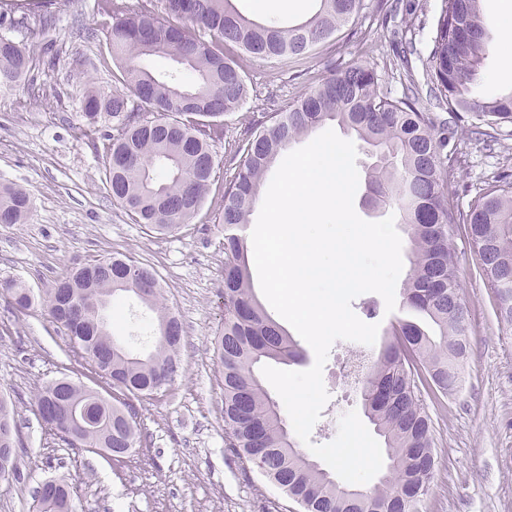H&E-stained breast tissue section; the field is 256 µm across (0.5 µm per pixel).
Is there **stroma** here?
Masks as SVG:
<instances>
[{
  "mask_svg": "<svg viewBox=\"0 0 512 512\" xmlns=\"http://www.w3.org/2000/svg\"><path fill=\"white\" fill-rule=\"evenodd\" d=\"M378 3L364 0L355 21L306 60L281 65L250 59L253 90L228 116L229 136H239L245 124L266 122L272 107H284L337 66L367 63L395 95L402 78L425 83L441 0H399L389 17ZM50 11L46 27L24 19L20 8L12 10V22H0V36L33 55L25 83L0 89V183L25 188L33 204L26 223L0 224V285L17 280L41 296L100 258L122 254L150 263L183 327L181 368L157 394L135 401L142 443L123 459L69 447L37 414L38 390L65 375L107 398L112 385L76 354L45 306L19 313L0 293V395L14 404L20 472L0 479V512H35L36 492L50 479L69 485L78 512H300L224 440V390L214 350L224 323V227L218 222L224 184L215 182L200 213L176 232L155 235L132 223L103 185V143L111 124L88 130L84 114L87 87L113 86L96 0H54ZM410 38L417 52L404 64L397 52ZM479 123L468 114L457 124L448 192L464 212L494 175L512 171V124L500 125L487 144L474 134ZM455 262L469 312L465 381L448 397L423 399L438 464L418 512H512V329L498 321L494 293L462 234L455 238ZM351 307L359 318L378 323L370 348L378 354L402 309L386 312L383 298L371 292ZM149 318L135 297L124 298L115 335L133 353L154 346ZM349 349L346 340L330 349L324 413L363 408L360 391L340 371Z\"/></svg>",
  "mask_w": 512,
  "mask_h": 512,
  "instance_id": "35a3bbf8",
  "label": "stroma"
}]
</instances>
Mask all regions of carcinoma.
Here are the masks:
<instances>
[{"label": "carcinoma", "instance_id": "1", "mask_svg": "<svg viewBox=\"0 0 512 512\" xmlns=\"http://www.w3.org/2000/svg\"><path fill=\"white\" fill-rule=\"evenodd\" d=\"M231 0H97L107 31L118 85L91 89L85 116L96 126L112 122L106 145L105 189L135 224L150 232L179 229L200 211L217 174L215 148L239 158L224 179V326L215 336L224 388V431L228 447L303 512H417L437 466L432 420L422 400L456 391L468 351L466 308L459 294L454 239L465 231L478 269L493 289L496 316L512 327V176L496 175L468 212L457 210L447 191L449 148L455 128L436 122L430 108L472 113L489 128L512 123V93L494 99L480 94L490 57L494 25L480 0H442L428 57V99L408 86L394 97L375 71L354 63L272 113L270 123L248 125L227 139L225 118L250 95L246 61L299 58L353 22L363 0H318L306 21L283 28L239 15ZM156 58L177 70L158 73ZM30 71L22 44L0 37V87H13ZM327 121L352 131L376 151L365 182L368 202L398 212L407 226L411 268L402 289V308L434 328L399 319L362 383L367 417L384 437L388 471L369 489L336 483L331 474L298 448L266 391L259 367L269 361L298 363L304 353L257 300L246 238L239 234L260 199L261 182L276 158L293 142ZM31 212L27 190L0 184V224H22ZM17 311L35 297L12 282L4 288ZM142 292L154 314V351L131 353L116 338L112 314L98 318L99 305L112 309L124 296ZM49 315L62 326L80 357L112 381L123 399L101 401L97 425L79 436L77 411L97 399L93 390L63 377L35 397L37 412L55 398L70 405L68 434L50 431L72 448L91 440L121 457L137 441L131 399L159 391L157 371L175 378L181 339L165 337L172 315L153 268L115 257L70 272L46 292ZM18 424L0 397V448L16 447ZM36 512H75L68 486L48 480L36 492Z\"/></svg>", "mask_w": 512, "mask_h": 512}]
</instances>
